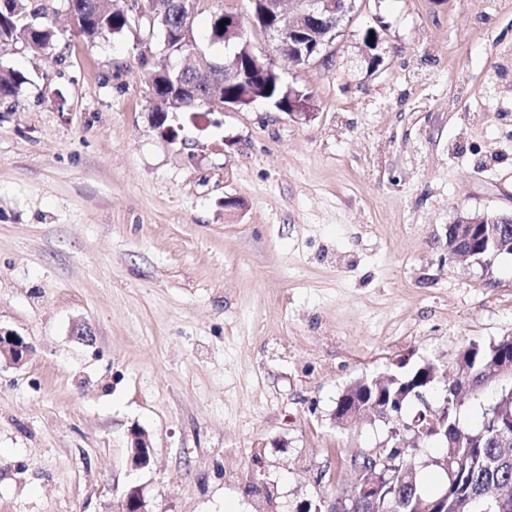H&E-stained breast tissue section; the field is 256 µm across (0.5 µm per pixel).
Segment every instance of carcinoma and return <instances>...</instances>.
Wrapping results in <instances>:
<instances>
[{
    "instance_id": "obj_1",
    "label": "carcinoma",
    "mask_w": 512,
    "mask_h": 512,
    "mask_svg": "<svg viewBox=\"0 0 512 512\" xmlns=\"http://www.w3.org/2000/svg\"><path fill=\"white\" fill-rule=\"evenodd\" d=\"M51 0H7L9 15L0 22V50L17 44L36 45L51 49L56 32L36 19L49 14ZM71 9L83 24L76 28L78 35L89 41L124 33L127 27L122 21L117 0H69ZM172 0H159L163 8L161 15L149 22V28L167 45H175L179 38L174 36L181 20L178 13L169 6ZM176 79V74L161 69L151 73L149 85L155 93L168 94L167 84ZM183 80L195 86L198 93L210 94L212 86H221L225 97H244L233 85H224V73L205 72L189 69ZM25 77L12 69L0 68V98L13 96ZM248 91L260 100L272 103L286 112L306 107V98L292 96L288 85L277 73L266 71L257 74V80L248 82ZM166 112H191L201 107L199 100L177 96L163 101ZM512 358V339L488 346L470 343L460 353L455 365L447 373L432 380L429 371L418 364L402 372L394 373L385 390L372 403V412L383 418H396L402 407L415 403L419 405L413 417L407 420L411 425L418 420L426 424L429 404L427 391L438 383L444 384L446 396L440 409L448 414V436L444 437L429 428L419 431L423 440L436 439L442 444L441 456L425 463L412 456L409 449L391 446L380 455L390 467V476L396 492L388 493L387 487L365 494L356 495L353 512H434L440 506L445 512H512V408L504 404L509 386L503 385L476 427L467 426L461 417L463 402L460 393L463 388L478 391L487 385L488 377L495 374L499 361ZM434 466L443 472L441 488L429 492L419 478V471Z\"/></svg>"
}]
</instances>
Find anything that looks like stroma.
I'll list each match as a JSON object with an SVG mask.
<instances>
[{"instance_id": "stroma-1", "label": "stroma", "mask_w": 512, "mask_h": 512, "mask_svg": "<svg viewBox=\"0 0 512 512\" xmlns=\"http://www.w3.org/2000/svg\"><path fill=\"white\" fill-rule=\"evenodd\" d=\"M217 12L249 2L201 0L197 60L224 58ZM48 22L56 53H0L27 78L0 99V327L34 347L0 366V512H122L132 486L151 512L325 510L392 429L336 421L351 383L512 337V255L448 254L459 217L512 213V0H356L329 63H276L306 113L172 137L148 76L180 59L148 25ZM128 448H133V452L128 458L131 469L138 470L149 465L152 446L150 444L149 437L144 431L131 430L129 434Z\"/></svg>"}]
</instances>
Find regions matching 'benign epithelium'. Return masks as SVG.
I'll return each mask as SVG.
<instances>
[{
	"mask_svg": "<svg viewBox=\"0 0 512 512\" xmlns=\"http://www.w3.org/2000/svg\"><path fill=\"white\" fill-rule=\"evenodd\" d=\"M198 0H177L178 14L182 20V31L186 39L179 47L178 55L194 53L195 42L191 39V27L196 14ZM153 5L151 0H122L121 9L128 26L140 25L145 12ZM266 21L261 24L262 34L273 44L279 56L308 64L318 59L329 61L333 46L339 34L340 24L354 9L353 0H262ZM228 23L224 31L234 37L245 39L241 17L235 13H224ZM453 232L448 234V254L467 260H484L512 254V215L489 216L474 214L463 216L450 225ZM33 354V346L13 330L0 327V361L22 366ZM365 407L350 403L344 392L336 404V419L352 422L363 413ZM129 447L133 448L128 461L130 468L138 470L149 465L152 446L149 437L142 430L129 434ZM125 512H150L141 489L132 487L124 499Z\"/></svg>",
	"mask_w": 512,
	"mask_h": 512,
	"instance_id": "obj_1",
	"label": "benign epithelium"
}]
</instances>
